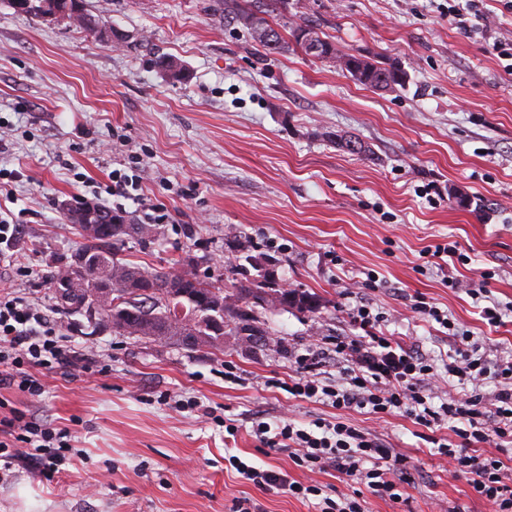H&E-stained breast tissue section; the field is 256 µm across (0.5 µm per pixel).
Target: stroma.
<instances>
[{"label": "stroma", "mask_w": 512, "mask_h": 512, "mask_svg": "<svg viewBox=\"0 0 512 512\" xmlns=\"http://www.w3.org/2000/svg\"><path fill=\"white\" fill-rule=\"evenodd\" d=\"M108 31L16 12L0 0V168L16 172L0 212L19 226L0 243V287L23 288L78 354L70 371L43 368L39 401L0 397L66 429L61 474L25 464L0 482V512H320L316 496L265 491L230 464L285 472L329 495L356 483L265 454L256 421L300 428L332 421L330 404L294 397L295 354L316 337L356 336L349 317L363 291L382 330L418 348L436 371L463 344L512 349V71L493 48L512 40V12L484 0L486 34L468 33L436 0H278L282 37L315 27L340 49L398 65L403 86L376 91L297 46L273 52L225 24L222 0H84ZM176 59L180 74L165 70ZM356 135L355 154L338 145ZM139 165L136 222L169 217L151 238L119 247L132 263L193 268L235 293L237 282L318 297L315 310L259 306L248 336L223 350H190L86 328L63 313L44 275L83 243L62 201L108 207L112 173ZM454 257H433L437 244ZM491 270V296L508 311L485 325L468 284ZM457 287H449L444 272ZM377 285L360 289L367 275ZM422 297L454 322L412 312ZM194 399L201 411L179 408ZM345 416L405 456L402 502L366 495L367 512H492L468 480L452 477L423 426L402 411Z\"/></svg>", "instance_id": "1"}]
</instances>
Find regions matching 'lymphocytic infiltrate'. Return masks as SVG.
<instances>
[{"label":"lymphocytic infiltrate","mask_w":512,"mask_h":512,"mask_svg":"<svg viewBox=\"0 0 512 512\" xmlns=\"http://www.w3.org/2000/svg\"><path fill=\"white\" fill-rule=\"evenodd\" d=\"M351 318L361 336L337 338L331 350L312 343L305 353L296 355L299 376L289 384V394L302 399L326 397L336 408L366 409L373 415L398 409L424 427H448L455 439L438 443L436 453L449 473L470 475L477 497L493 505L495 512H512V473L498 457L477 453L487 443L512 444V352H503L490 364L477 350H455L447 364L448 376L466 390L451 393L417 350L381 331L383 318L373 313L369 303L356 304ZM68 354L67 337L42 311L17 289L0 290V364L10 370L0 378V389L14 388L40 397L45 386L34 367L66 361ZM335 356L344 359L345 365L340 384L332 387L323 384L319 371ZM490 377L496 390L488 400L480 388ZM0 426L13 431L12 439L0 440V459L26 461L47 477L60 473L68 447L65 430L41 424L15 409L0 418ZM254 434L268 450L288 448L297 466L336 471L366 484L371 494L381 498L400 501L399 487L412 480L406 458L341 419L322 424L317 433L296 427L288 419L274 430L261 422ZM367 461L372 462V469H364ZM235 468L245 480L265 490L276 488L297 496L320 492L318 486L289 480L276 470H261L240 460Z\"/></svg>","instance_id":"lymphocytic-infiltrate-1"}]
</instances>
